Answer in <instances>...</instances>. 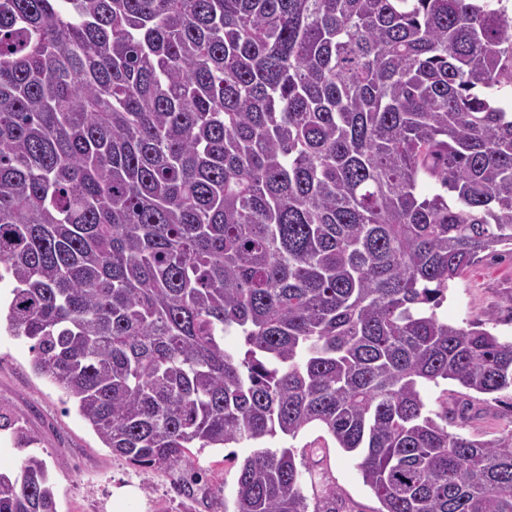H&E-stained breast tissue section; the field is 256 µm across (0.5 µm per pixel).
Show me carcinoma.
I'll use <instances>...</instances> for the list:
<instances>
[{"mask_svg":"<svg viewBox=\"0 0 512 512\" xmlns=\"http://www.w3.org/2000/svg\"><path fill=\"white\" fill-rule=\"evenodd\" d=\"M507 87L502 0H0L6 329L137 467L255 443L232 512H338L328 449L267 446L310 425L380 512H512V433L421 396L512 390V341L436 313L512 253ZM0 512H56L39 455Z\"/></svg>","mask_w":512,"mask_h":512,"instance_id":"obj_1","label":"carcinoma"}]
</instances>
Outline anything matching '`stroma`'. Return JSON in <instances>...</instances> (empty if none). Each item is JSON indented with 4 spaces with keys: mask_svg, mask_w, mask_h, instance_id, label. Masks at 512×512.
<instances>
[{
    "mask_svg": "<svg viewBox=\"0 0 512 512\" xmlns=\"http://www.w3.org/2000/svg\"><path fill=\"white\" fill-rule=\"evenodd\" d=\"M512 296V255H486L455 279L438 309L442 320L465 324L488 319L493 333L512 339V309L504 300ZM422 398L429 409L447 401L449 409L468 405L467 421H453L448 429L490 440L512 431V393L500 397L478 394L451 381L427 384ZM62 395L31 365L25 338L0 329V408L23 419L39 436L38 452L45 460L54 486L57 512H224L236 489L237 463L252 452L250 443L229 448H195L183 476L200 473L193 497H186L163 471H145L112 453L76 409L65 408ZM270 440V447L284 444ZM296 452L327 449L323 466L326 482L336 493L341 512H379L381 504L364 484L355 459L336 448L320 427L302 430L286 442ZM133 485L139 495L119 499L116 489Z\"/></svg>",
    "mask_w": 512,
    "mask_h": 512,
    "instance_id": "stroma-1",
    "label": "stroma"
}]
</instances>
